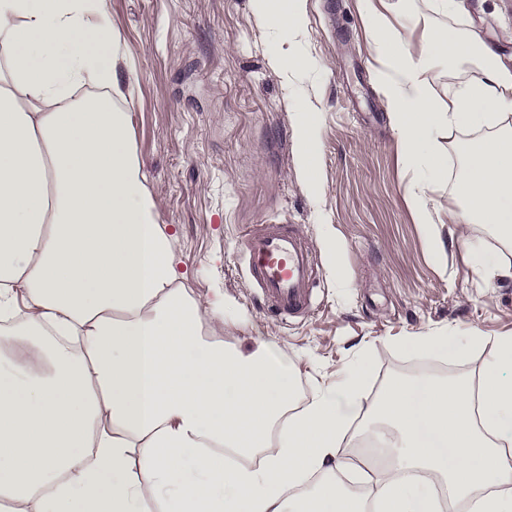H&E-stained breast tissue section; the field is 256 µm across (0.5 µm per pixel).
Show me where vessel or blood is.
I'll list each match as a JSON object with an SVG mask.
<instances>
[{
    "label": "vessel or blood",
    "instance_id": "1",
    "mask_svg": "<svg viewBox=\"0 0 512 512\" xmlns=\"http://www.w3.org/2000/svg\"><path fill=\"white\" fill-rule=\"evenodd\" d=\"M250 283L268 309L282 319L296 318L315 308V256L291 224H265L242 239Z\"/></svg>",
    "mask_w": 512,
    "mask_h": 512
}]
</instances>
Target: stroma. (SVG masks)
<instances>
[{
    "mask_svg": "<svg viewBox=\"0 0 512 512\" xmlns=\"http://www.w3.org/2000/svg\"><path fill=\"white\" fill-rule=\"evenodd\" d=\"M290 76L274 59L281 34L251 0H107L129 64L132 137L160 224L175 231L184 286L223 299L225 346L269 343L287 355L297 399L369 356L363 391L374 398L419 365L477 376L484 353L439 357L402 347L407 336L512 333V279L487 280L470 263L476 244L512 264V242L484 224H452L461 142L429 195L433 221L409 203L419 176L400 152L384 68L360 0H305ZM482 35L512 55V0H465ZM316 141L314 174L301 162L300 121ZM296 224L316 259L319 306L282 322L267 314L238 253L257 224Z\"/></svg>",
    "mask_w": 512,
    "mask_h": 512,
    "instance_id": "35a3bbf8",
    "label": "stroma"
}]
</instances>
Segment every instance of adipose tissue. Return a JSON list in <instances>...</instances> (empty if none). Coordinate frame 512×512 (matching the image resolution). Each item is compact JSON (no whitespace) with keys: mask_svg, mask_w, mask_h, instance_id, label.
I'll return each instance as SVG.
<instances>
[{"mask_svg":"<svg viewBox=\"0 0 512 512\" xmlns=\"http://www.w3.org/2000/svg\"><path fill=\"white\" fill-rule=\"evenodd\" d=\"M298 34L304 0H252ZM399 30L363 0L386 70L411 204L431 223L443 129L465 146L452 224L512 238V67L461 0H398ZM449 19L441 27L440 19ZM456 84L440 108L429 72ZM128 61L107 0H0V503L7 512H512V335L441 332L406 345L486 358L477 377H396L363 402L351 372L296 406L266 342L228 348L190 296L123 108ZM85 86L100 96L74 100ZM387 463L351 491L352 418ZM361 419H355L352 424L349 433L342 443V447H340L341 455L344 459L348 460L349 466L343 471L340 472L339 475L347 482L352 484L358 483L359 474L363 471L358 467V462L361 460V457L357 454L359 452L360 447L356 446L357 442L350 441V436L353 431L359 427Z\"/></svg>","mask_w":512,"mask_h":512,"instance_id":"obj_1","label":"adipose tissue"}]
</instances>
